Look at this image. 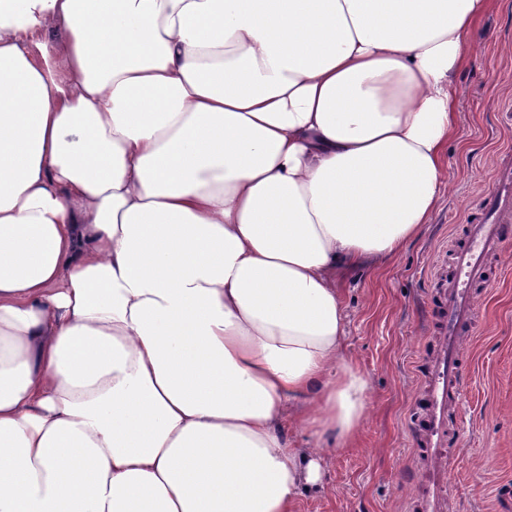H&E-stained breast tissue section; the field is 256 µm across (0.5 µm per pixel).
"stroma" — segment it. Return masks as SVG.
<instances>
[{
    "label": "stroma",
    "instance_id": "1",
    "mask_svg": "<svg viewBox=\"0 0 512 512\" xmlns=\"http://www.w3.org/2000/svg\"><path fill=\"white\" fill-rule=\"evenodd\" d=\"M473 39L478 54L457 80L451 185L431 223L395 259L340 282L345 354L368 381L366 414L352 444L327 454L329 493L304 496L297 512H417V362L436 340L432 301L448 286L449 250L478 213L500 150L512 146V0H496ZM477 295L476 334L463 346L464 434L449 460L446 512H512V243L490 259Z\"/></svg>",
    "mask_w": 512,
    "mask_h": 512
}]
</instances>
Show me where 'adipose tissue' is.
<instances>
[{
  "label": "adipose tissue",
  "mask_w": 512,
  "mask_h": 512,
  "mask_svg": "<svg viewBox=\"0 0 512 512\" xmlns=\"http://www.w3.org/2000/svg\"><path fill=\"white\" fill-rule=\"evenodd\" d=\"M492 4L0 0V512L324 491L336 276L429 224Z\"/></svg>",
  "instance_id": "obj_1"
}]
</instances>
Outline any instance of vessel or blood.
<instances>
[{"label":"vessel or blood","mask_w":512,"mask_h":512,"mask_svg":"<svg viewBox=\"0 0 512 512\" xmlns=\"http://www.w3.org/2000/svg\"><path fill=\"white\" fill-rule=\"evenodd\" d=\"M490 181L479 218L467 224L463 245L452 251L447 296L438 311L439 341L422 369L416 437L428 474L418 499L420 512H444L446 451L459 443L448 434V419L465 399L462 345L474 333L476 290L487 281L486 261L512 241L507 229L512 223L511 154L503 156Z\"/></svg>","instance_id":"vessel-or-blood-1"}]
</instances>
